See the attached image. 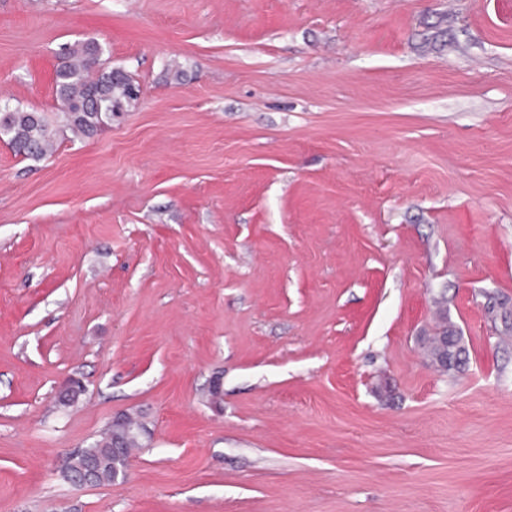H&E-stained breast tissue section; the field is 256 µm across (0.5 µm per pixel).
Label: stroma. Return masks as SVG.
<instances>
[{"label":"stroma","instance_id":"35a3bbf8","mask_svg":"<svg viewBox=\"0 0 512 512\" xmlns=\"http://www.w3.org/2000/svg\"><path fill=\"white\" fill-rule=\"evenodd\" d=\"M90 38L140 93L77 138ZM0 106L58 132L0 140V512H512V0H0ZM0 136L7 139L17 154L23 153L29 159H44L55 147L53 130L43 114L35 110L15 108L2 112L0 108ZM461 340H462V338L460 336H457V343H458L460 348L458 349V351L455 354H453V352L448 349V361H449L450 358L456 357L457 361H456L455 366L449 365L447 363L446 351H444L442 353L440 352L441 351L440 343L444 342L443 339H440L436 335V336H433L429 340V344H428L427 350L430 351V354H431L432 358H434V357L437 358V362H438V366L437 367L438 368H440V369H442L444 371H448V370H451L453 368L459 367L463 363V360L465 359V355H466L467 349L461 343ZM130 417L126 414H118L112 418L110 425L112 428L99 439L95 440L92 444L81 450V455L78 456L73 463L72 470L80 468L87 460V462L80 468L79 471L71 474V480L81 485H100L110 483L112 478V459L123 463L120 468H115L114 478L116 479L120 474H123L126 467L129 448H126V442L121 431H126ZM112 444V459L104 461L99 471L96 481V474L100 467V461L94 458L108 459ZM94 459V460H90Z\"/></svg>","mask_w":512,"mask_h":512}]
</instances>
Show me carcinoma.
<instances>
[{
    "label": "carcinoma",
    "mask_w": 512,
    "mask_h": 512,
    "mask_svg": "<svg viewBox=\"0 0 512 512\" xmlns=\"http://www.w3.org/2000/svg\"><path fill=\"white\" fill-rule=\"evenodd\" d=\"M55 92L63 105L66 126L73 132L87 138L95 136L103 126L112 123V115L123 106L136 100L134 83L123 70L101 65L94 68L90 63V50L86 42H79L66 48L62 61L54 73ZM0 136L7 139L16 153L41 160L50 155L55 147V134L50 129L42 113L35 110L15 108L0 112ZM442 339L437 336L429 340L427 350L437 358L438 368L448 371L453 366L447 358H456L461 365L466 355V347L460 346L457 352L441 351ZM112 444V431H107L99 439L81 450L72 469L80 468L86 461L103 458L105 462L99 471L97 484L110 483L112 460L108 459Z\"/></svg>",
    "instance_id": "obj_1"
}]
</instances>
